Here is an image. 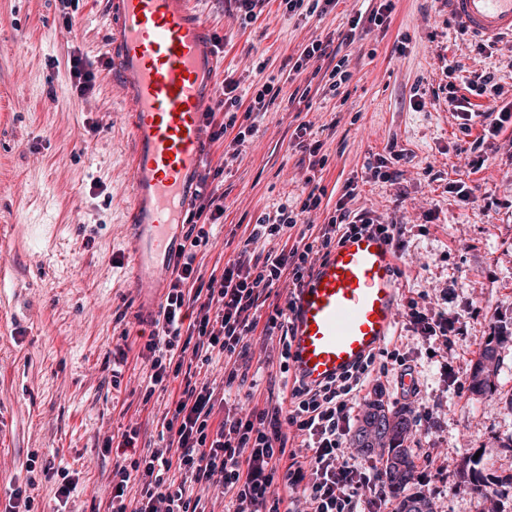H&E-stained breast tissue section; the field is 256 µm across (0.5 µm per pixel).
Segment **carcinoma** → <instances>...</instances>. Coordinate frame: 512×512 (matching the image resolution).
Segmentation results:
<instances>
[{"label": "carcinoma", "mask_w": 512, "mask_h": 512, "mask_svg": "<svg viewBox=\"0 0 512 512\" xmlns=\"http://www.w3.org/2000/svg\"><path fill=\"white\" fill-rule=\"evenodd\" d=\"M502 336L492 337L472 369L468 389L477 395L493 389L498 369V346ZM416 420L408 407L391 409L381 399L364 404L360 424L351 445L357 451L377 458L383 467L385 486L396 500L395 512H433L432 501L422 493L406 494L414 481L417 466L408 441Z\"/></svg>", "instance_id": "1"}]
</instances>
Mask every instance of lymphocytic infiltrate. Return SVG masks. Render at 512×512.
Segmentation results:
<instances>
[{"label":"lymphocytic infiltrate","mask_w":512,"mask_h":512,"mask_svg":"<svg viewBox=\"0 0 512 512\" xmlns=\"http://www.w3.org/2000/svg\"><path fill=\"white\" fill-rule=\"evenodd\" d=\"M330 42L307 39L289 55L294 73H320L324 93H334L351 72L349 57L324 69ZM233 76L224 78V120L206 113L211 142L230 139L225 165H233L258 131L257 122L281 95L275 79L255 87L251 99L239 92ZM507 89L492 73L472 71L465 88L448 87V105L462 130L475 116L474 97L490 98L492 120L476 139L471 162L482 168L485 144L512 123V109L497 108ZM306 196L280 204L245 225L240 247L231 258L210 255V228L224 214V198L198 193L185 242L171 272L168 292L144 345L150 373L144 399L156 391L169 394L156 423L155 447L128 455L138 428L120 438L106 436L104 450L119 446L112 466V494L102 512H383L389 505L384 475L376 461L349 454L356 406L375 377L397 365L413 369L400 349L380 348L338 380L309 388L290 377L287 313L292 299L339 239L350 232L375 230L400 246V225L384 224L366 209L354 208V187H346L324 224H302L298 218L320 210L326 189L306 178ZM265 246L257 255V246ZM405 315L424 340L452 345L453 328L444 312L408 299ZM276 340V358L265 359L270 375L288 379V396L264 393L249 382L250 340L254 335ZM194 371L184 372L185 358ZM223 368V382L212 377ZM177 390H170L171 382ZM244 392L245 411L227 404L232 389Z\"/></svg>","instance_id":"f902f5d3"}]
</instances>
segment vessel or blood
<instances>
[{"label": "vessel or blood", "mask_w": 512, "mask_h": 512, "mask_svg": "<svg viewBox=\"0 0 512 512\" xmlns=\"http://www.w3.org/2000/svg\"><path fill=\"white\" fill-rule=\"evenodd\" d=\"M196 0H106L107 51L131 110L129 258L139 306L158 307L184 240L208 146L205 114L222 67ZM457 25L486 40L512 34V0H448ZM399 258L381 233H349L293 299L290 371L316 386L378 351L399 310Z\"/></svg>", "instance_id": "vessel-or-blood-1"}]
</instances>
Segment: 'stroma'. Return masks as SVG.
Returning <instances> with one entry per match:
<instances>
[{
    "label": "stroma",
    "mask_w": 512,
    "mask_h": 512,
    "mask_svg": "<svg viewBox=\"0 0 512 512\" xmlns=\"http://www.w3.org/2000/svg\"><path fill=\"white\" fill-rule=\"evenodd\" d=\"M104 5L71 0L66 9L76 23L68 27L59 0H0V512L19 486L33 512H96L112 473L103 438L136 425L140 445L155 442L149 418L166 400L160 392L142 399L148 363L140 345L128 350L120 379L112 377L119 327L134 336L150 326L138 321L140 291L128 261L129 105L104 57ZM198 7L229 36L219 46L225 69L245 87L279 79L284 95L242 160L224 179L207 181L224 194L214 252L232 256L235 225L301 194L309 160L294 130L311 123L329 157L313 173L327 197L338 200L354 185L358 206L402 224L400 300L421 296L456 328L448 347L423 341L401 316L391 336L408 351L420 393L397 388L393 371L381 377L380 391L391 408L414 407L409 446L415 457L431 458L411 492L429 496L436 512H512V340L498 348L493 391L468 390L485 343L512 332V125L477 170L466 149L484 120L475 118L465 134L448 110L449 79L464 83L470 71L493 72L512 86V45L477 55L446 0H397L387 29L341 45L352 76L339 97L319 95L297 109L286 102L297 86L289 54L309 37L348 31L362 0H339L322 19L282 15L279 0H268L247 25L231 0H198ZM403 36L407 52L392 55ZM76 57L95 74L84 95L70 73ZM391 144L413 156L392 185L366 167ZM456 180L475 187L477 203L449 193ZM476 471L492 497L459 494ZM66 480L74 489L63 505L57 490Z\"/></svg>",
    "instance_id": "obj_1"
}]
</instances>
